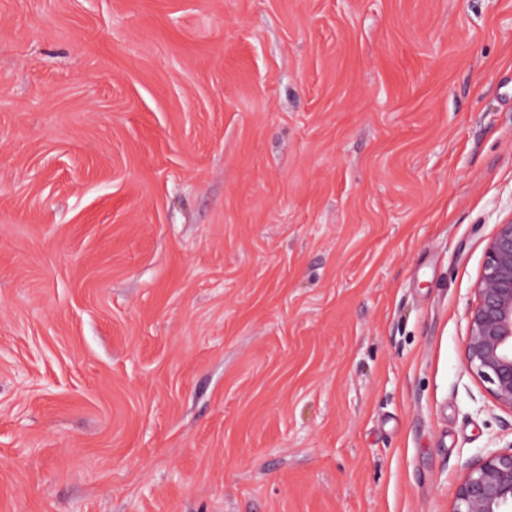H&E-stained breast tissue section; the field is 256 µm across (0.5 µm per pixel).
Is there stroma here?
I'll list each match as a JSON object with an SVG mask.
<instances>
[{"mask_svg":"<svg viewBox=\"0 0 512 512\" xmlns=\"http://www.w3.org/2000/svg\"><path fill=\"white\" fill-rule=\"evenodd\" d=\"M512 218V0H0V512H452Z\"/></svg>","mask_w":512,"mask_h":512,"instance_id":"1","label":"stroma"}]
</instances>
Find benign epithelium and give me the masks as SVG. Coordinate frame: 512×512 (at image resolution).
<instances>
[{
  "label": "benign epithelium",
  "mask_w": 512,
  "mask_h": 512,
  "mask_svg": "<svg viewBox=\"0 0 512 512\" xmlns=\"http://www.w3.org/2000/svg\"><path fill=\"white\" fill-rule=\"evenodd\" d=\"M474 293L465 363L490 384L496 405L512 414V218L499 224L488 242ZM452 512H512V444L470 467Z\"/></svg>",
  "instance_id": "obj_1"
}]
</instances>
